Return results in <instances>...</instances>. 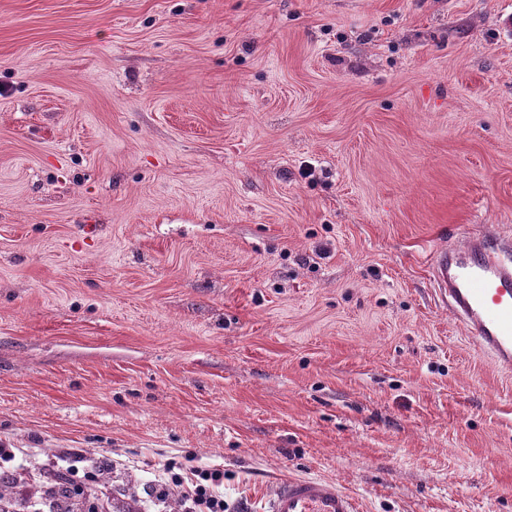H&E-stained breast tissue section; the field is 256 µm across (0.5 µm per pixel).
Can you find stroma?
I'll return each mask as SVG.
<instances>
[{
  "label": "stroma",
  "mask_w": 512,
  "mask_h": 512,
  "mask_svg": "<svg viewBox=\"0 0 512 512\" xmlns=\"http://www.w3.org/2000/svg\"><path fill=\"white\" fill-rule=\"evenodd\" d=\"M512 240V0H0V445L512 512V371L432 254Z\"/></svg>",
  "instance_id": "stroma-1"
}]
</instances>
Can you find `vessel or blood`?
<instances>
[{"instance_id":"1","label":"vessel or blood","mask_w":512,"mask_h":512,"mask_svg":"<svg viewBox=\"0 0 512 512\" xmlns=\"http://www.w3.org/2000/svg\"><path fill=\"white\" fill-rule=\"evenodd\" d=\"M432 277L442 303L463 325L473 345L493 364L512 370V256L482 235L440 249ZM265 512H357L354 499L321 477L283 479L264 504Z\"/></svg>"}]
</instances>
